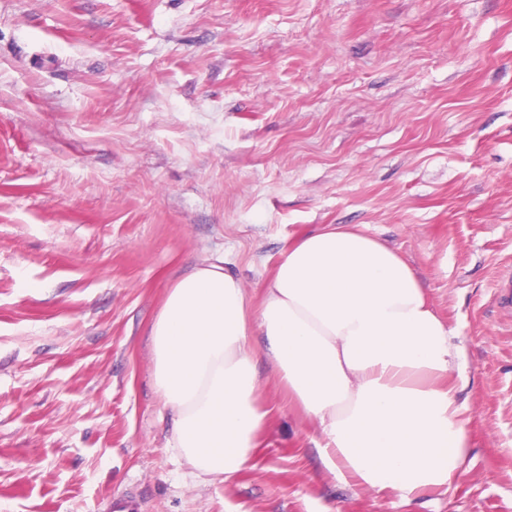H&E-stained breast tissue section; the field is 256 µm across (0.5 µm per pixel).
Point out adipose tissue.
<instances>
[{"mask_svg":"<svg viewBox=\"0 0 512 512\" xmlns=\"http://www.w3.org/2000/svg\"><path fill=\"white\" fill-rule=\"evenodd\" d=\"M149 336L174 446L201 474L227 481L254 457L262 359L321 426L326 466L361 486L408 499L447 484L466 452L456 388L436 385L459 357L450 332L409 264L357 227L291 246L257 307L223 260L196 266Z\"/></svg>","mask_w":512,"mask_h":512,"instance_id":"obj_1","label":"adipose tissue"}]
</instances>
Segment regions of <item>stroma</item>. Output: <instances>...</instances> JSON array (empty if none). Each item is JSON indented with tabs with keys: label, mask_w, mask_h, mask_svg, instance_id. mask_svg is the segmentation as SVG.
Returning <instances> with one entry per match:
<instances>
[{
	"label": "stroma",
	"mask_w": 512,
	"mask_h": 512,
	"mask_svg": "<svg viewBox=\"0 0 512 512\" xmlns=\"http://www.w3.org/2000/svg\"><path fill=\"white\" fill-rule=\"evenodd\" d=\"M326 224L412 266L469 446L407 500L322 463L258 363L229 481L171 446L150 325ZM512 0H0V512H512Z\"/></svg>",
	"instance_id": "1"
}]
</instances>
